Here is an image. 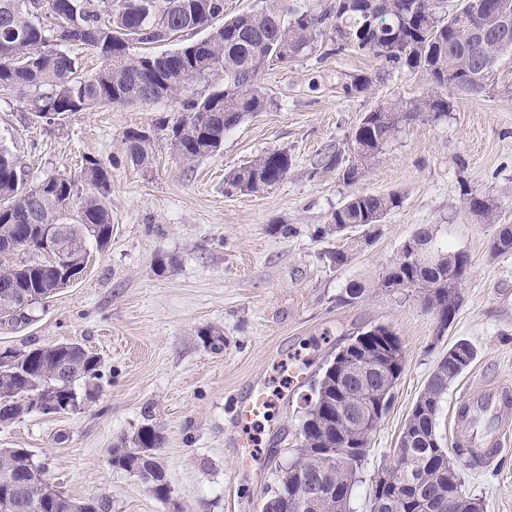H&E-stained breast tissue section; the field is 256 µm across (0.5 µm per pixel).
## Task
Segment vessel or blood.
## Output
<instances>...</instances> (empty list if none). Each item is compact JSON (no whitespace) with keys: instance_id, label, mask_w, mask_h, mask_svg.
<instances>
[{"instance_id":"obj_1","label":"vessel or blood","mask_w":512,"mask_h":512,"mask_svg":"<svg viewBox=\"0 0 512 512\" xmlns=\"http://www.w3.org/2000/svg\"><path fill=\"white\" fill-rule=\"evenodd\" d=\"M268 407L261 385H253L234 408L239 427L259 420ZM512 387L485 383L464 389L452 413L454 444L465 449L475 467L492 465L512 442Z\"/></svg>"}]
</instances>
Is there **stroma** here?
<instances>
[{"instance_id":"stroma-1","label":"stroma","mask_w":512,"mask_h":512,"mask_svg":"<svg viewBox=\"0 0 512 512\" xmlns=\"http://www.w3.org/2000/svg\"><path fill=\"white\" fill-rule=\"evenodd\" d=\"M362 76L372 77L371 87L350 91ZM259 83L265 110L226 131L219 153L190 164L160 129L177 119L179 99L50 122L29 114L26 100L0 98V146L18 158L28 183L76 175L88 158L112 172L109 245L92 249L80 277L34 304L27 321L0 322V350L77 341L101 360L99 388L81 410L33 412L0 425V448L31 450L47 481L74 500H109L108 512H260L296 446L308 380L353 332L377 324L400 338L405 367L370 438L366 476L392 462L433 367L456 341H469L477 355L441 406L442 445L451 443L452 408L466 386L512 385V254H491L496 224L463 203L465 190L481 191L498 205L497 224H512V56L483 93L450 91L447 116L407 127L353 186L341 168L319 167L323 153L340 150L352 164L351 137L365 113L425 95L426 77L337 49L326 34L296 61L265 68ZM130 129L152 134L151 165L129 161ZM275 149L294 159L286 178L259 193L228 189L229 170ZM356 188L398 194L402 205L339 269L329 254L350 236L319 230ZM423 224L470 263L444 335L412 291L340 303L349 281H376ZM208 328L222 335V353L204 344ZM292 366L302 367L305 382L288 385ZM256 382L273 392L272 408L242 441L232 407ZM148 423L164 437L165 502L109 462L110 449ZM457 465L483 512H512V445L494 469L478 471L464 457Z\"/></svg>"}]
</instances>
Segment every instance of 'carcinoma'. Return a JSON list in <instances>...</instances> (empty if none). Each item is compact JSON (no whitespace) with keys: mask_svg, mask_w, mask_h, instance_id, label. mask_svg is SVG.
<instances>
[{"mask_svg":"<svg viewBox=\"0 0 512 512\" xmlns=\"http://www.w3.org/2000/svg\"><path fill=\"white\" fill-rule=\"evenodd\" d=\"M445 0H336L333 33L339 47L360 55L400 64L426 76L435 92L411 100H390L368 112L352 136L355 163L343 178L356 183L362 170L406 127L438 120L448 114L450 101L444 93L452 88L481 93L493 79L499 57L512 51L496 38L467 37L468 28L498 27L501 0H481L474 15L464 8L444 13ZM326 16L312 10L271 7L224 18V0H0V96L30 94V112L37 118L59 119L72 112L102 106L149 103L164 96L184 95L182 113L168 128V139L178 157L192 162L220 152L224 133L246 117L265 109L267 100L257 83L258 75L273 61L299 58L320 35ZM204 29L201 39H185L161 53L130 52L124 41L135 38L142 45L172 42L182 33ZM78 44L105 60L93 76L80 73L77 57L66 47ZM220 68L224 84L200 97L194 83ZM127 157L136 166L151 163V137L144 131L125 133ZM292 158L285 150H272L248 165L229 172L226 185L258 193L287 177ZM89 186L79 188V182ZM112 173L100 162L88 159L78 177L51 175L29 185L18 161L0 146V242L10 240L20 250H32L35 224H63L60 240L69 266L82 272L90 247L98 249L112 237V215L107 206ZM401 198L395 194L355 191L336 209L324 229L340 233L347 225L379 224ZM467 209L496 223L495 202L475 190L464 192ZM415 235L426 237L437 262L422 266L401 247L377 281L366 285L349 282L339 301L353 305L370 292L392 291L403 285L424 293L442 288L450 280L456 254L435 244L432 231L421 227ZM491 252L512 254V227L500 225ZM0 251V319L18 321L25 311L64 288L62 267L41 258L21 264L8 263ZM476 352L460 340L438 361L405 428L406 439L397 448L392 479L371 478L370 512H472L481 504L463 491L460 472L451 454L463 451L441 445L437 417L448 386L475 359ZM405 356L393 362L369 360L345 369L326 366L302 396L309 406L299 424L297 446L291 461L278 475L283 493L275 506L262 505L261 512H297L292 496L297 489L319 483L327 497L318 509L334 506L351 512L353 492L360 479V465L371 434L350 427L361 407L381 419L391 407L389 391L393 376H401ZM75 366L68 378L58 376L64 363ZM100 358L78 343H56L10 350V360H0V397L14 402L11 416L30 413L28 393L42 390L71 395L98 378ZM345 407L344 419L336 421V405ZM163 437L145 425L133 446H116L110 463L123 468L141 448H150L133 474L146 490L166 500L171 489L158 451ZM11 483L0 485V512H61L54 498L60 494L43 480L44 466L27 448H1L0 471Z\"/></svg>","mask_w":512,"mask_h":512,"instance_id":"carcinoma-1","label":"carcinoma"}]
</instances>
